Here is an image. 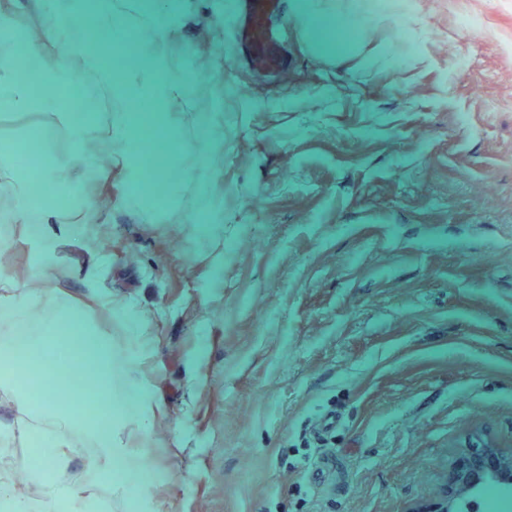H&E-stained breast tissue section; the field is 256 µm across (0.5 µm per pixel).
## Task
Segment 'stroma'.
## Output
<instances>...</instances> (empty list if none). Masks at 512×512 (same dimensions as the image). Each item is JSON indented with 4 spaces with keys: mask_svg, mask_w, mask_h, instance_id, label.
Returning <instances> with one entry per match:
<instances>
[{
    "mask_svg": "<svg viewBox=\"0 0 512 512\" xmlns=\"http://www.w3.org/2000/svg\"><path fill=\"white\" fill-rule=\"evenodd\" d=\"M162 2L189 86L172 119L190 131L204 98L219 131L205 175L145 203L146 158L113 161L64 223H12L0 266L25 283L50 257L37 315L96 301L113 395L149 405L122 464L140 479L101 483L102 512H487L512 480V0H417L351 57L276 0L278 68L244 51L243 0ZM118 7L98 40L130 57L139 3ZM486 448L496 474H461Z\"/></svg>",
    "mask_w": 512,
    "mask_h": 512,
    "instance_id": "35a3bbf8",
    "label": "stroma"
}]
</instances>
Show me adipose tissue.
I'll return each mask as SVG.
<instances>
[{"instance_id": "ef3b65f1", "label": "adipose tissue", "mask_w": 512, "mask_h": 512, "mask_svg": "<svg viewBox=\"0 0 512 512\" xmlns=\"http://www.w3.org/2000/svg\"><path fill=\"white\" fill-rule=\"evenodd\" d=\"M414 13V0H338L332 10L323 0H293V14L307 41L316 49L340 55L356 53L362 28L370 18L405 19ZM74 14L72 0H62L57 9L47 13L38 39L19 42L0 52V109L24 117L30 136L40 137L45 110L62 105L61 90L72 86L74 76L91 77L109 94L150 99L158 112L154 119L137 112L109 114L104 134L121 155L130 156V146L136 139L150 137L160 143L161 155L170 161L171 169L164 175L165 186L170 191L183 177L182 157H190L196 170H204L214 137L212 120L209 113H193L194 134L192 140L187 141L171 119L169 108L174 93L168 78L169 66L162 53L168 33L160 21V11L154 0H144L138 24L142 40L152 46L154 52L148 56L146 64L136 70L117 63L105 66L101 51L66 41V33L75 27ZM51 42L61 43L66 53L77 59L75 70L54 69L43 64V48ZM23 58L40 63L35 79L29 83L16 77L18 62ZM71 133L68 151L49 155L41 167L39 176L42 181L62 183L65 174L77 165L86 164L85 144L92 137L88 122L72 121ZM92 312V307L88 306L58 317L48 332L28 339L26 353L42 371L53 375L61 369L60 345H71L74 355L85 366L83 376L73 381L72 387L78 391L85 382H92L93 392L105 410L99 424H87L77 409H58L50 396L29 400L17 377L15 347L0 345V384L20 392V413L24 415L37 410L50 418L48 427L43 430L32 428L23 419L16 432L36 445L33 471L37 480L57 500L69 504L72 512H90L98 494L90 485L75 490L60 484L58 474L62 464L89 443L95 449V471L100 477L111 479L124 459L123 441L143 437L148 420L144 403H135L134 413L129 414L124 410L123 400L113 396L112 339L93 327Z\"/></svg>"}]
</instances>
